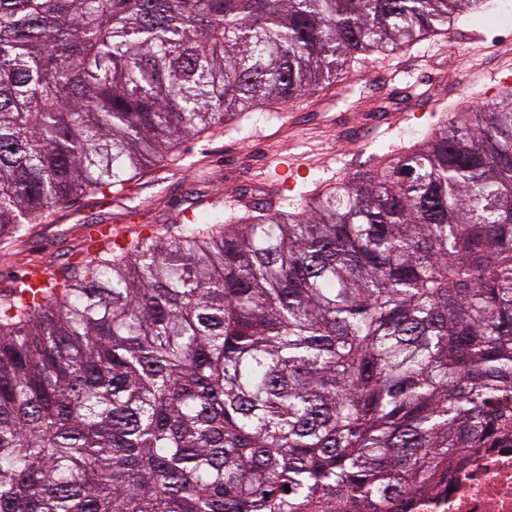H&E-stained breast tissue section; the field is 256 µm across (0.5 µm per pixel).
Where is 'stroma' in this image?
Returning <instances> with one entry per match:
<instances>
[{
    "mask_svg": "<svg viewBox=\"0 0 512 512\" xmlns=\"http://www.w3.org/2000/svg\"><path fill=\"white\" fill-rule=\"evenodd\" d=\"M512 17V0H488L480 27L459 20L450 38L424 41L401 54L380 55L358 70L356 90L379 98L383 78L396 84L423 81L430 98L448 105L477 106L487 97L493 72L512 67V30L502 26ZM354 94L329 93L305 110L302 125L287 123L282 113H255V122L242 132L220 130L196 136L181 146L182 159L176 170L148 174L131 192L101 200L74 197L54 223L31 224L14 241L0 243V280L21 276L32 261L62 266L88 257L86 236L91 224L151 227L163 230L180 221L183 213L214 202L228 203L240 193H260L255 170L269 153L285 155L330 151L336 157L332 171L311 170L304 184L329 182L336 177L375 165L381 149L400 150L410 134L428 126V119L396 123L382 136H362L354 107Z\"/></svg>",
    "mask_w": 512,
    "mask_h": 512,
    "instance_id": "obj_1",
    "label": "stroma"
}]
</instances>
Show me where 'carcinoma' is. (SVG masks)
<instances>
[{
  "mask_svg": "<svg viewBox=\"0 0 512 512\" xmlns=\"http://www.w3.org/2000/svg\"><path fill=\"white\" fill-rule=\"evenodd\" d=\"M482 3L0 0V239ZM89 246L0 285V512H418L512 434V92Z\"/></svg>",
  "mask_w": 512,
  "mask_h": 512,
  "instance_id": "1",
  "label": "carcinoma"
}]
</instances>
